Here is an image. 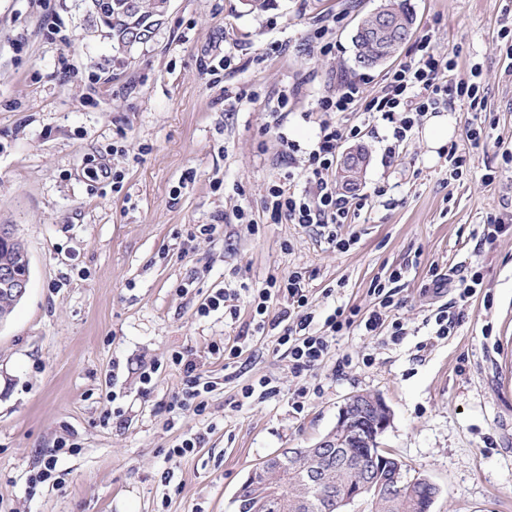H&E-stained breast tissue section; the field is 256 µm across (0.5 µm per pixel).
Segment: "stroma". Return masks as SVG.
Instances as JSON below:
<instances>
[{
    "mask_svg": "<svg viewBox=\"0 0 512 512\" xmlns=\"http://www.w3.org/2000/svg\"><path fill=\"white\" fill-rule=\"evenodd\" d=\"M407 2L415 30L396 62L428 34L457 75L480 66V138L469 140L466 112H453L454 140L470 153L453 179L419 124L385 165L392 129L373 121L359 141L366 202L341 227L351 241L341 250L316 227L271 223L263 199L288 169L280 133L313 142L324 118L316 101L338 76L380 90L385 67H358L352 35L382 0H268L260 13L243 0H169L133 45L80 0H0V224L15 225L30 261L27 293L0 326V512H235L257 464L314 446L355 393L391 407L382 445L440 486L432 512H512V163L502 158L512 148V43L501 37L512 0ZM324 24L336 45L327 55L314 38ZM283 90L278 118L270 108ZM382 184L388 194L375 196ZM239 207L250 224L236 223ZM495 218L504 229L494 234ZM201 224L221 231L198 235ZM295 270L318 333L336 308L368 314L373 280L400 271L388 318L403 336L351 327L319 366L294 375L273 330L247 329L256 289ZM435 270L450 287L433 289ZM474 274L476 293L459 299L455 281ZM222 288L235 293L238 319L199 316ZM447 303L461 318L440 337ZM234 343L237 359L210 351ZM176 352L211 385L204 414L169 409L183 387ZM263 377L274 393L243 399ZM203 430L204 447L169 455ZM62 440L77 451L56 455ZM53 455L63 485L30 484Z\"/></svg>",
    "mask_w": 512,
    "mask_h": 512,
    "instance_id": "obj_1",
    "label": "stroma"
}]
</instances>
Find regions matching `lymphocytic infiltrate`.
Wrapping results in <instances>:
<instances>
[{"instance_id": "f902f5d3", "label": "lymphocytic infiltrate", "mask_w": 512, "mask_h": 512, "mask_svg": "<svg viewBox=\"0 0 512 512\" xmlns=\"http://www.w3.org/2000/svg\"><path fill=\"white\" fill-rule=\"evenodd\" d=\"M418 50V55L409 57L386 74L377 94H366L362 81L345 79L338 90L318 99V111L379 115L393 128L392 138L384 149L385 160L389 163L399 156L409 132L426 115L462 109L471 118H480L488 104L480 68H472L469 78L458 77L454 73L455 62L447 54L436 52L427 36L420 40ZM361 133L362 127L358 124L324 121L319 125L315 143L307 150L288 136H281V157L287 160L289 169L282 180L270 183L266 189L263 208L271 220L277 224L316 225L326 229L329 239L336 241L339 248H347V240L339 238L336 229L353 223L364 202L339 193L331 174L341 143L358 138ZM275 290L284 299L276 318L282 327L278 342L287 346L294 373L311 370L328 356L331 342L329 336H317L310 331L315 313L309 303V290L302 272L292 271L279 279L269 278L265 287L258 289L252 299L254 329L259 333L265 330L268 303ZM372 292L379 295L380 302L367 315H360L355 308H339L326 318L325 324L331 334L357 323L370 333L387 325L393 336L402 335L400 322L387 320L393 301L384 284L375 283ZM172 362L182 366L184 386L173 396L170 410L204 412L206 404L194 361L178 352L173 355Z\"/></svg>"}]
</instances>
